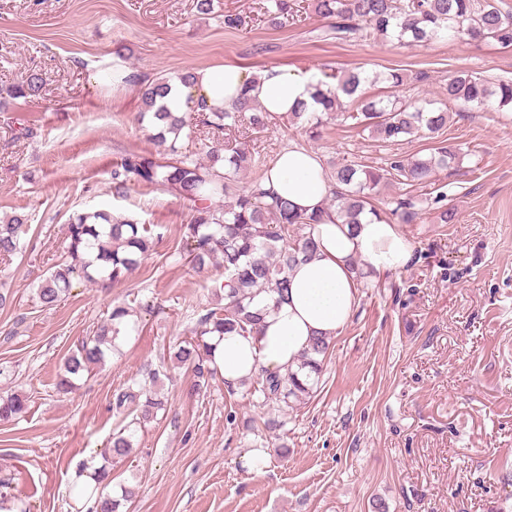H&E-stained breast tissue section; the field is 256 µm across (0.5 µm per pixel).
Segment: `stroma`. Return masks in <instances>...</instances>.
I'll return each instance as SVG.
<instances>
[{
    "label": "stroma",
    "mask_w": 512,
    "mask_h": 512,
    "mask_svg": "<svg viewBox=\"0 0 512 512\" xmlns=\"http://www.w3.org/2000/svg\"><path fill=\"white\" fill-rule=\"evenodd\" d=\"M260 0H0V87L29 71L44 79L40 98L0 107V217L27 215L21 250L0 260V393L27 397L28 410L0 423V477L32 512H73L74 472L105 448L123 418L112 394L147 367L159 370L168 411L138 434L131 460L113 483L133 487L128 512H512V111L458 109L441 138L461 148L460 170L439 171L454 223L425 209L401 225L414 257L359 290L351 320L331 340L317 393L278 418L222 377L192 393L169 350L215 299L222 270L198 272L177 251L183 202L165 188L118 194L111 172L131 152H157L136 121L135 84L93 83L119 63L140 74L176 76L224 64L260 70L286 66L323 76L356 70L381 97L438 99L450 73L512 79V49L466 39L405 46L371 37L353 44L323 38L324 20L267 23ZM245 23L224 27L225 11ZM403 73L398 88L373 82ZM32 137L15 139L16 128ZM271 155L298 147L324 168L373 165L400 152L427 154L433 142L393 148L371 133L329 121L320 140L277 120L257 138ZM104 208L163 227L127 280L109 288L74 285L44 308L35 289L57 261L70 215ZM153 301L119 354L57 389L65 356L113 306ZM235 422H228V414ZM252 448L268 451L265 474L243 467Z\"/></svg>",
    "instance_id": "1"
}]
</instances>
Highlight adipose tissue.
Instances as JSON below:
<instances>
[{
    "instance_id": "1",
    "label": "adipose tissue",
    "mask_w": 512,
    "mask_h": 512,
    "mask_svg": "<svg viewBox=\"0 0 512 512\" xmlns=\"http://www.w3.org/2000/svg\"><path fill=\"white\" fill-rule=\"evenodd\" d=\"M316 84L310 73L287 67L270 66L251 74L224 65L199 71L193 87L175 85L167 103L172 111L184 112L193 96L204 98L210 107L228 109L246 89L265 111L284 116L302 106L316 110ZM266 186L308 213L321 209L330 190L317 154L297 147L278 157ZM311 235L316 255L295 266L287 299L272 294L255 299L254 309L263 314L260 335L232 332L215 338L213 361L227 387H238L261 368L281 374L298 371L311 337L338 335L358 304L352 261L377 277L405 267L412 258L411 245L398 225L370 216L353 226L330 216L314 225Z\"/></svg>"
}]
</instances>
